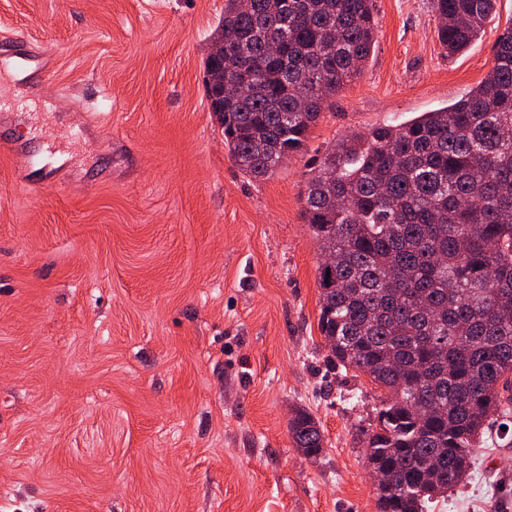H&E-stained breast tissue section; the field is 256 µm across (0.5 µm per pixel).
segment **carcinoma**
Listing matches in <instances>:
<instances>
[{"label": "carcinoma", "mask_w": 512, "mask_h": 512, "mask_svg": "<svg viewBox=\"0 0 512 512\" xmlns=\"http://www.w3.org/2000/svg\"><path fill=\"white\" fill-rule=\"evenodd\" d=\"M497 0H432L448 55ZM373 0H224L205 65L237 82L216 111L244 174L299 152L325 105L368 63ZM318 242L319 329L333 357L388 392L365 456L393 489L378 512H428L467 474L487 418L512 412V25L456 103L338 141L306 185ZM288 434L324 451L298 409Z\"/></svg>", "instance_id": "1"}]
</instances>
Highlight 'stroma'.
Returning <instances> with one entry per match:
<instances>
[{
    "instance_id": "obj_1",
    "label": "stroma",
    "mask_w": 512,
    "mask_h": 512,
    "mask_svg": "<svg viewBox=\"0 0 512 512\" xmlns=\"http://www.w3.org/2000/svg\"><path fill=\"white\" fill-rule=\"evenodd\" d=\"M224 0H0L48 42L52 94L0 140V512H377L363 441L387 393L330 359L312 169L345 136L446 107L490 70L512 0L463 53L430 0H374L376 47L273 176L243 174L203 83ZM325 451L293 446L294 408ZM432 512H512V415Z\"/></svg>"
}]
</instances>
